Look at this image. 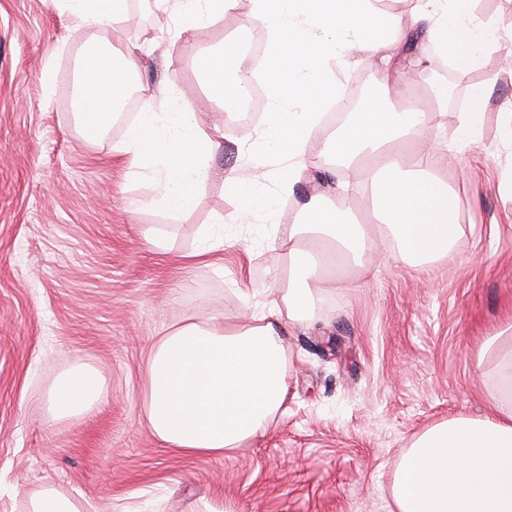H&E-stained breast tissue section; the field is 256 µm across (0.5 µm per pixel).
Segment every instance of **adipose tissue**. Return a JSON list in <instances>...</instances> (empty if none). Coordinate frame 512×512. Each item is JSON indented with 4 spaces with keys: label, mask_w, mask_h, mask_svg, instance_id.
<instances>
[{
    "label": "adipose tissue",
    "mask_w": 512,
    "mask_h": 512,
    "mask_svg": "<svg viewBox=\"0 0 512 512\" xmlns=\"http://www.w3.org/2000/svg\"><path fill=\"white\" fill-rule=\"evenodd\" d=\"M82 27L111 28L100 54L82 55L78 96L92 110L98 130L114 121L133 92V54L121 29L128 0H59ZM173 16L178 34L195 37L235 9L239 0H152ZM407 12L380 0H249L248 23L265 30L264 76L272 110L256 140L265 155L287 161L278 193L255 176L232 169L224 187L239 203L240 218L274 213L279 194H291L311 170L325 174L321 188L301 203L288 224L272 227L267 272L280 296L247 322L188 319L168 326L146 364L145 415L167 448L190 456L224 457L265 432L288 397L285 338L314 321L336 282L329 271L361 261L376 243H392L398 256L423 265L447 256L459 232L448 192L432 174L438 145L426 132L448 109V85H432L424 105L399 112L377 104L348 113L338 125L322 123L313 99L329 102L342 91L333 69L365 64L388 90L406 59L407 45H431L437 57H453L468 73L492 50L512 55V28L476 20L474 0H410ZM198 76L211 99L236 112L247 87L235 75L247 70L233 44L195 51ZM228 135L216 122L180 111L168 101L156 109L153 95L131 123L116 153L132 169L160 172L158 203L180 214L190 209L214 172ZM371 176L376 221L364 224L327 205L336 189ZM483 354L496 357L500 381L483 417H457L419 435L395 472L392 496L398 512H512V326L488 338ZM103 395L94 368L79 363L49 390L47 412L65 419L89 412Z\"/></svg>",
    "instance_id": "obj_1"
}]
</instances>
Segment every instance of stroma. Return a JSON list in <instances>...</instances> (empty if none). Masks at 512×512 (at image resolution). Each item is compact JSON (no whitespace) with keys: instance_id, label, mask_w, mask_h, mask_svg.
<instances>
[{"instance_id":"obj_1","label":"stroma","mask_w":512,"mask_h":512,"mask_svg":"<svg viewBox=\"0 0 512 512\" xmlns=\"http://www.w3.org/2000/svg\"><path fill=\"white\" fill-rule=\"evenodd\" d=\"M123 30L139 46L137 84L210 111L166 14L131 0ZM93 40L53 0H0V512H26L48 486L90 512H396L393 478L412 441L487 414L496 390L479 351L512 322V144L502 136L512 69L494 52L472 81L449 73L450 114L431 124L443 147L434 172L462 228L447 258L417 267L384 244L365 269L337 268L343 286L324 297L319 322L287 337L284 413L231 456L192 457L145 421V362L164 327L241 312L234 284L255 303L276 295L270 223L232 222L238 201L219 176L185 214L150 205L151 174L130 175L113 150L125 127L82 136L76 62ZM492 76L494 98L467 142L452 113ZM217 222L232 241L223 272L178 261L198 247V226ZM157 225L173 252L144 240ZM79 362L102 376V400L54 419L47 393Z\"/></svg>"}]
</instances>
